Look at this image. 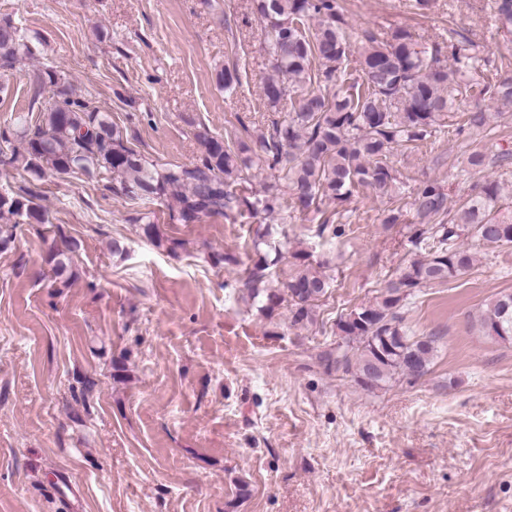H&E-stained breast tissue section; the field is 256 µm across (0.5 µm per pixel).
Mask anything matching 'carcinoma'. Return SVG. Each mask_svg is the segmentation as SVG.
Returning <instances> with one entry per match:
<instances>
[{
	"mask_svg": "<svg viewBox=\"0 0 512 512\" xmlns=\"http://www.w3.org/2000/svg\"><path fill=\"white\" fill-rule=\"evenodd\" d=\"M252 5L272 58L273 73L262 94L276 111L290 106L284 119L253 129L236 146L200 131L198 161L159 169L127 145L108 113L90 99L72 97L67 75L46 68L38 82L52 88L54 103L33 123L19 116L0 128V163L29 175L17 190L0 192V247L11 242L17 225L45 223L39 182L49 174L90 180L110 174L123 194L143 203L171 196L172 219L180 224L206 216L235 218L259 208L273 213L284 206L314 216L323 202L342 204L359 188L388 199L382 223L400 224L398 171L387 161L392 146L427 139L443 117L456 115V103L473 93L512 104L511 72L499 71L482 83L471 78L479 49L473 41L450 43L449 61L438 46H422L406 28L383 38L370 29L350 32L341 0H252ZM495 21L512 31V0H495ZM38 53V44L10 17L0 19L1 69ZM216 79L230 93L240 84L234 69L218 71ZM253 170L269 172L256 188L249 177ZM500 193L499 183L486 179L451 215L440 186L418 187L411 206L420 223L408 225L410 242L417 247L432 239L439 248L411 259L374 301L341 317L336 335L342 341L325 360L359 382L368 379L370 389L425 375L437 353L436 337L409 333L401 309L417 290L470 270L481 248L512 246V216L500 213ZM77 248L71 240L51 251L57 277L74 276ZM256 255L244 287L259 311L271 318L285 304L292 324L313 323L316 302L332 286L326 264L295 251L288 277L272 283L267 255L259 249ZM478 325L493 340H512V293L493 299Z\"/></svg>",
	"mask_w": 512,
	"mask_h": 512,
	"instance_id": "cac0c4a2",
	"label": "carcinoma"
}]
</instances>
